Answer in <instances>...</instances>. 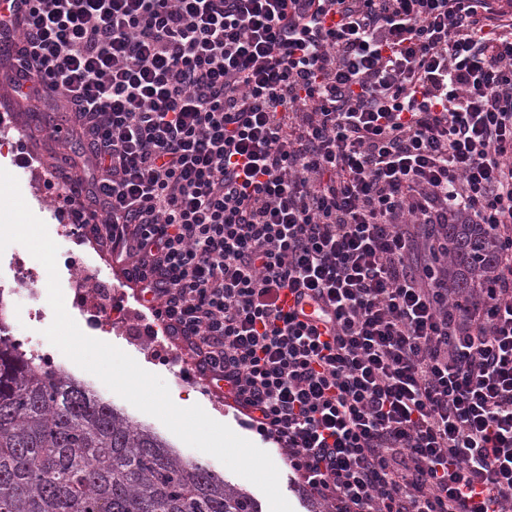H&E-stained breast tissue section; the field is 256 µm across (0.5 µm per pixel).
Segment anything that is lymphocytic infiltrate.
I'll list each match as a JSON object with an SVG mask.
<instances>
[{"mask_svg":"<svg viewBox=\"0 0 512 512\" xmlns=\"http://www.w3.org/2000/svg\"><path fill=\"white\" fill-rule=\"evenodd\" d=\"M75 223L332 512H512V0H0ZM502 237L457 301L455 213ZM332 310L329 336L283 291Z\"/></svg>","mask_w":512,"mask_h":512,"instance_id":"lymphocytic-infiltrate-1","label":"lymphocytic infiltrate"}]
</instances>
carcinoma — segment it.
<instances>
[{"label":"carcinoma","mask_w":512,"mask_h":512,"mask_svg":"<svg viewBox=\"0 0 512 512\" xmlns=\"http://www.w3.org/2000/svg\"><path fill=\"white\" fill-rule=\"evenodd\" d=\"M501 246L487 224L448 225V282L457 298L490 287ZM0 512L261 509L0 328Z\"/></svg>","instance_id":"cac0c4a2"}]
</instances>
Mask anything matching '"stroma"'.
Returning <instances> with one entry per match:
<instances>
[{
	"label": "stroma",
	"instance_id": "35a3bbf8",
	"mask_svg": "<svg viewBox=\"0 0 512 512\" xmlns=\"http://www.w3.org/2000/svg\"><path fill=\"white\" fill-rule=\"evenodd\" d=\"M56 110L51 102L35 104L18 103L7 86L0 84V122L24 130L25 136L17 141L10 151L0 154V167L12 173L19 181L24 200L31 211L42 219L48 233L58 246L57 269L64 295L65 307L80 330L92 338L106 337L108 343L120 348L134 358L138 364L148 366L151 373L161 376L166 382L173 401L190 402L200 405L213 419L219 420L244 431L248 440L267 451L280 471V488L289 501L293 512H322L323 502L306 493L296 480L293 470L283 458L279 445L251 429H245L240 412L225 404L223 398L210 386L199 380L191 370V364L165 339L145 344L141 338L144 308L138 298L136 287L126 282L122 269L111 263L106 250L89 246L84 239L60 237L58 227L67 223L61 203L55 198L56 189L44 181L39 171L20 164L23 154L38 152L43 158L60 162L63 155H76L79 147L75 142L62 140L54 142L46 138L42 127ZM88 267L106 266L110 278L106 285L112 290V311L119 317L118 328L106 333L96 324L90 309H87L72 285V271L75 264ZM47 272H40L36 297L27 295H4L0 298V311L12 318L15 332L26 346L35 348L40 354L50 356L54 366L66 371L75 379L84 382L103 401L121 409L135 424L150 428L187 461L202 464L215 473L225 476L235 484H242V477L230 472L211 455L188 447L161 421L144 414L108 389L96 376L79 368L44 335L54 318L47 296ZM39 310L37 318H30V310Z\"/></svg>",
	"mask_w": 512,
	"mask_h": 512
}]
</instances>
